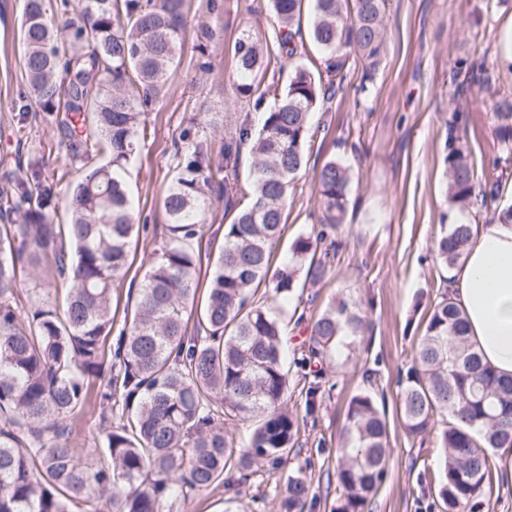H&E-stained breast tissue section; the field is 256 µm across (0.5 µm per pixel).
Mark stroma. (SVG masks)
<instances>
[{"label": "stroma", "mask_w": 512, "mask_h": 512, "mask_svg": "<svg viewBox=\"0 0 512 512\" xmlns=\"http://www.w3.org/2000/svg\"><path fill=\"white\" fill-rule=\"evenodd\" d=\"M23 0H0V187L38 164L52 179L51 207L64 214L70 179L81 163L61 136L56 114L41 111L21 65ZM385 51L366 105L354 104L363 77L361 63H349L343 88L310 115L307 165L293 184L285 231L274 257L282 259L300 234L317 232L320 200L315 171L331 158L350 168L348 215L341 246L327 280L283 306L285 317L304 316L293 330L307 339L312 322L339 295L369 301V333L353 350L325 363L334 389L315 421L300 425L295 453L280 471L287 478L303 470L316 497L307 512H329L326 474L336 465L338 435L348 403L363 386L362 369L379 365L391 414V466L373 512H430L432 493L444 467L436 436L407 435L395 420L398 372L406 368L422 333V319L442 291L443 269L431 254L443 221L488 223L492 212L460 213L448 204L444 157L453 111L464 115L461 131L478 173L498 155L495 105L512 93V65L501 58L503 37L512 31V0H389ZM209 28L210 40L200 39ZM273 32L265 0H188L181 50L169 72L165 93L148 116L149 132L128 168L135 211L147 231L130 253L129 280H140L155 240L164 235L161 199L177 164L176 143L189 125L219 143L226 123L240 120L254 105L237 86L244 77L232 60L242 34ZM484 65L489 82L456 96L459 60ZM71 446L83 457L103 454L99 409L89 406L69 430ZM274 485L264 472L246 483L194 491L166 512H276Z\"/></svg>", "instance_id": "obj_1"}]
</instances>
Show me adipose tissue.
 I'll return each mask as SVG.
<instances>
[{
	"mask_svg": "<svg viewBox=\"0 0 512 512\" xmlns=\"http://www.w3.org/2000/svg\"><path fill=\"white\" fill-rule=\"evenodd\" d=\"M450 293L482 361L512 376V222L479 226L451 272Z\"/></svg>",
	"mask_w": 512,
	"mask_h": 512,
	"instance_id": "obj_1",
	"label": "adipose tissue"
}]
</instances>
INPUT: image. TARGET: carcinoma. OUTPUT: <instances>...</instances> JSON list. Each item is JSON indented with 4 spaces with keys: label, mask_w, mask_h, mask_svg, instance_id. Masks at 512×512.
I'll list each match as a JSON object with an SVG mask.
<instances>
[{
    "label": "carcinoma",
    "mask_w": 512,
    "mask_h": 512,
    "mask_svg": "<svg viewBox=\"0 0 512 512\" xmlns=\"http://www.w3.org/2000/svg\"><path fill=\"white\" fill-rule=\"evenodd\" d=\"M49 0H25L22 65L41 111L64 112L60 130L88 165L72 183L68 222L48 211L51 187L33 169L0 190V512H164L174 493L247 480L262 469L275 479L278 512H304L314 498L302 470L275 478L298 440L299 419L288 411L286 341L260 288L286 300L331 271L337 230L350 193L349 170L338 160L318 171L322 207L317 234L296 236L290 257L276 266L273 251L285 229L288 191L305 164L309 116L336 91L349 58L372 75L385 46L388 0H313L310 40L324 55L313 73L296 59L304 0H270L273 36L242 34L237 69L252 76L285 55L294 60L282 93L275 83L238 85L241 98L271 108L259 124L247 117L224 135L219 151L185 129L178 163L162 199L166 234L145 270L134 304L124 311L116 346L112 291L130 268L136 223L125 181L145 137L146 112L165 88L185 29L186 0H86L82 16L62 28L48 19ZM69 48L62 51L59 43ZM464 87L487 81L483 65L461 61ZM498 157L512 165V96L494 113ZM251 164L239 181L242 150ZM448 195L460 211L494 199L502 176L477 175L460 135L445 156ZM224 198V246L196 301L200 259L194 241L214 200ZM474 225H443L436 260L453 270L465 258ZM52 264L68 287L62 303L26 296L18 277ZM196 329L188 334V310ZM369 326L362 302L332 299L311 327L304 369ZM340 431L331 512H371L388 471L389 424L380 405V371L367 367ZM320 370L302 373L305 416L320 409ZM100 381L105 456L83 463L68 445V421L81 414ZM397 416L422 438L437 424L444 471L431 507L479 512L493 489V450L512 448V377L482 363L461 309L444 293L427 310L412 362L399 380ZM254 422L248 443L235 447L224 421Z\"/></svg>",
    "instance_id": "carcinoma-1"
}]
</instances>
